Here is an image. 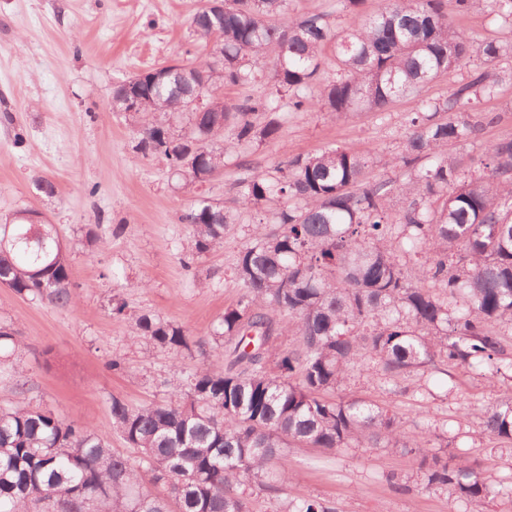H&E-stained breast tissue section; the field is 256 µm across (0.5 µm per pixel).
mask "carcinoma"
Segmentation results:
<instances>
[{
  "instance_id": "cac0c4a2",
  "label": "carcinoma",
  "mask_w": 512,
  "mask_h": 512,
  "mask_svg": "<svg viewBox=\"0 0 512 512\" xmlns=\"http://www.w3.org/2000/svg\"><path fill=\"white\" fill-rule=\"evenodd\" d=\"M480 5L512 27V0H457L463 12ZM189 26L212 51L112 92L137 156L164 160L181 188L211 182L234 152L275 140L286 120L281 98L288 111L305 112L319 82L318 110L340 120L383 112L476 57L483 68L412 113L397 157L402 181H365L368 169L393 160L336 146L240 178L234 209L192 200L180 216L190 238L186 270L235 226L246 228L232 271L240 297L209 332L216 346L230 345L224 369L199 367L167 401L133 407L112 397L109 433L1 405L0 512H253L255 492L273 512H337L318 497H288V449L418 448L387 407L338 394L353 370L374 368L386 383L415 377L423 397L427 374L442 363L512 379L502 339V328L512 329V140L486 147V176L448 153L482 127L485 117L467 114L496 97L505 78L496 65L512 44L474 42L448 22L445 0H387L342 31L324 14L292 13L291 0H224V13L201 5ZM327 46L335 70L324 80ZM264 78L272 97L224 103L225 86ZM199 95L209 98L206 112L189 107ZM178 118L186 130L174 128ZM0 284L49 306L75 304L55 225L17 213L0 224ZM130 323L134 338L160 348L206 343L145 313ZM280 336L294 337L292 347L277 348ZM17 344L18 330L0 321V359ZM477 414L484 434L512 441V395ZM114 434L134 455L112 448ZM420 485L464 498L474 512L512 496V485H491L467 461L436 454L396 488Z\"/></svg>"
}]
</instances>
